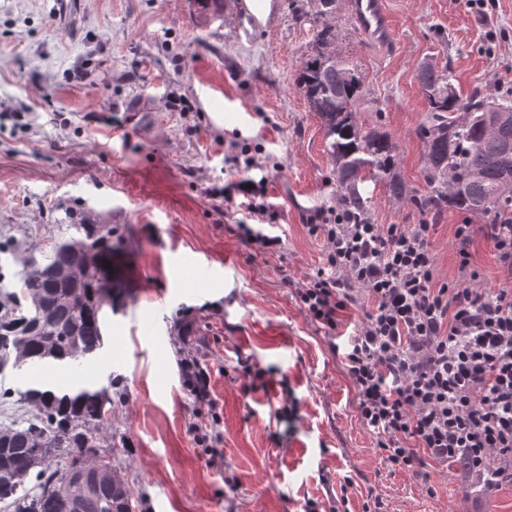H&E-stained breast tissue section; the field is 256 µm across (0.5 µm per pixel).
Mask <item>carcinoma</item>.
<instances>
[{
  "label": "carcinoma",
  "mask_w": 512,
  "mask_h": 512,
  "mask_svg": "<svg viewBox=\"0 0 512 512\" xmlns=\"http://www.w3.org/2000/svg\"><path fill=\"white\" fill-rule=\"evenodd\" d=\"M295 18L308 21L315 51L303 64L298 87L320 119L325 151L336 170L341 199L355 221L369 220L365 177L380 180L420 213L439 217L448 209L512 225V95L487 101L482 93L460 98L451 69L424 64L417 78L427 100L424 144L426 190L417 193L397 174L396 146L379 125L355 119L363 82L355 65L336 54V0L297 4ZM74 233L44 252L19 241L0 253L17 265L0 272V375L34 366H65L95 359L104 345L102 310L112 305L121 281L101 273L122 247L124 233L82 211L66 210ZM16 399L28 415L0 424V508L3 512H69L60 495L74 465L88 449L112 447V386L75 383L45 388L43 382L0 388V400ZM126 483L100 481L80 512H125Z\"/></svg>",
  "instance_id": "carcinoma-1"
}]
</instances>
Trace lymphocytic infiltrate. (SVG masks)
<instances>
[{
    "label": "lymphocytic infiltrate",
    "instance_id": "f902f5d3",
    "mask_svg": "<svg viewBox=\"0 0 512 512\" xmlns=\"http://www.w3.org/2000/svg\"><path fill=\"white\" fill-rule=\"evenodd\" d=\"M224 200L246 211L237 233L254 250L280 246L267 178L239 182ZM327 243L324 265L296 291L305 315L342 356L357 410L385 461L429 482L428 461L458 463L475 488L512 484V226L457 225L461 267L482 234L505 274L477 293L437 283L427 224H359L346 211L316 212L308 226ZM372 306L351 334L348 311Z\"/></svg>",
    "mask_w": 512,
    "mask_h": 512
}]
</instances>
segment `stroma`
Instances as JSON below:
<instances>
[{
    "label": "stroma",
    "mask_w": 512,
    "mask_h": 512,
    "mask_svg": "<svg viewBox=\"0 0 512 512\" xmlns=\"http://www.w3.org/2000/svg\"><path fill=\"white\" fill-rule=\"evenodd\" d=\"M385 2L394 45L363 39L337 0L336 52L364 83L359 122L383 127L396 174L421 192L417 72L449 66L464 99L511 93L512 0H489L485 16L463 0ZM313 50L290 0L257 32L237 0H0V101L25 115L0 129V243L47 249L69 209L126 229L124 292L75 377L117 383L112 464L136 512H302L309 501L318 512H512V484L485 496L451 467L428 463L424 483L387 464L327 333L295 297L324 263L309 219L340 206L323 128L296 84ZM134 112L148 124L131 123ZM244 150L269 176L280 252L241 241L244 213L210 194L243 179L231 158ZM362 190L372 223H425L384 183ZM483 222L458 210L436 219L437 281L504 283L483 237L460 268L455 227ZM188 360L208 370L221 425L186 389ZM293 400L289 424L278 409ZM215 428L214 458L197 435Z\"/></svg>",
    "instance_id": "obj_1"
}]
</instances>
